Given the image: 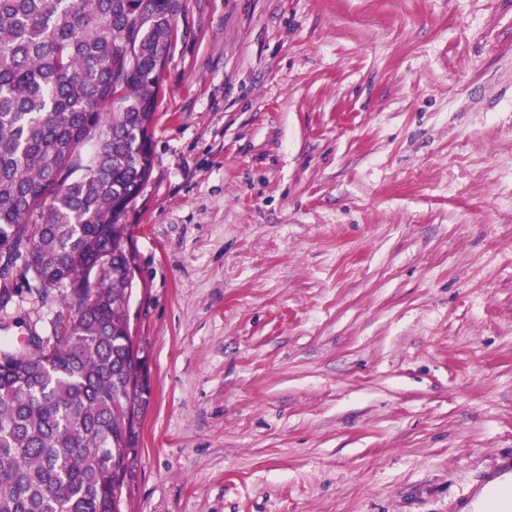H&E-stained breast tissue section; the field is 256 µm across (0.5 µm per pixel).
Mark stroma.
Instances as JSON below:
<instances>
[{
    "instance_id": "stroma-1",
    "label": "stroma",
    "mask_w": 512,
    "mask_h": 512,
    "mask_svg": "<svg viewBox=\"0 0 512 512\" xmlns=\"http://www.w3.org/2000/svg\"><path fill=\"white\" fill-rule=\"evenodd\" d=\"M125 222L121 512H462L512 461V0H182ZM24 298L9 331L51 334Z\"/></svg>"
}]
</instances>
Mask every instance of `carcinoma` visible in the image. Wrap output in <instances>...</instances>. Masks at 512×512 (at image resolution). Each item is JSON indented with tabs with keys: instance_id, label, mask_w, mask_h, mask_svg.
I'll use <instances>...</instances> for the list:
<instances>
[{
	"instance_id": "carcinoma-1",
	"label": "carcinoma",
	"mask_w": 512,
	"mask_h": 512,
	"mask_svg": "<svg viewBox=\"0 0 512 512\" xmlns=\"http://www.w3.org/2000/svg\"><path fill=\"white\" fill-rule=\"evenodd\" d=\"M181 9L0 0V261L21 262L0 281V328L24 291L67 311L49 336L0 339V512H120L150 396L123 221Z\"/></svg>"
}]
</instances>
